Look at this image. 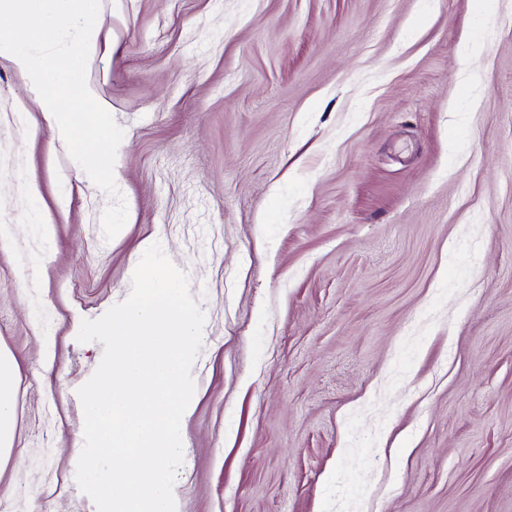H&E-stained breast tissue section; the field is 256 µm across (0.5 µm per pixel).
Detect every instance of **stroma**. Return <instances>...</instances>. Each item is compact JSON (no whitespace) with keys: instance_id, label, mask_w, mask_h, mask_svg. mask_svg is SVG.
Instances as JSON below:
<instances>
[{"instance_id":"1","label":"stroma","mask_w":512,"mask_h":512,"mask_svg":"<svg viewBox=\"0 0 512 512\" xmlns=\"http://www.w3.org/2000/svg\"><path fill=\"white\" fill-rule=\"evenodd\" d=\"M128 220L0 60V504L78 487L81 322L161 243L206 313L177 512H512V0H100ZM66 195L58 206V195ZM49 214L44 238L36 211ZM16 366L14 361L0 354V447L6 448L10 439L13 418V393ZM0 448V450H1Z\"/></svg>"}]
</instances>
